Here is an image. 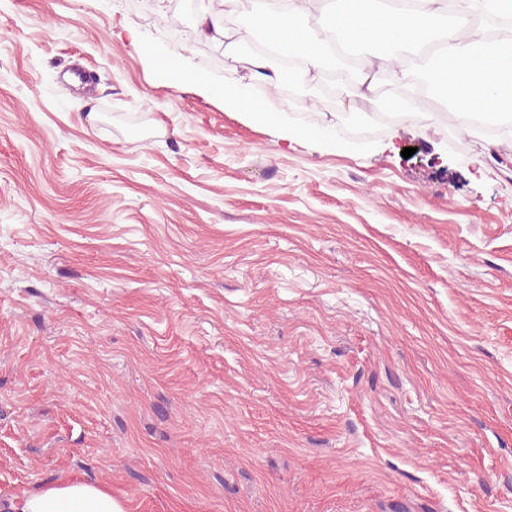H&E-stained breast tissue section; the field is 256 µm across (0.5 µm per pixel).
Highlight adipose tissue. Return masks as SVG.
Masks as SVG:
<instances>
[{"instance_id": "1", "label": "adipose tissue", "mask_w": 512, "mask_h": 512, "mask_svg": "<svg viewBox=\"0 0 512 512\" xmlns=\"http://www.w3.org/2000/svg\"><path fill=\"white\" fill-rule=\"evenodd\" d=\"M357 0H290L286 11L275 16L279 28L272 35L275 52L298 59L295 81L335 62L349 46L373 39L381 50L356 67V96L366 108L377 103L375 86L381 75L391 74L407 96L408 116L426 114L428 100L454 107L462 119L474 113L496 115L512 105V37L498 38L490 30L480 37L470 31L471 17L512 13V0H412L411 7H397L378 0L357 8ZM321 17L316 28L305 25L311 10ZM437 39L440 67L431 79L422 80L417 66L400 63L398 52L420 36ZM11 512H128L125 501L107 485L85 480H62L35 493L12 496Z\"/></svg>"}]
</instances>
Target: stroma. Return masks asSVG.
Wrapping results in <instances>:
<instances>
[{"label":"stroma","mask_w":512,"mask_h":512,"mask_svg":"<svg viewBox=\"0 0 512 512\" xmlns=\"http://www.w3.org/2000/svg\"><path fill=\"white\" fill-rule=\"evenodd\" d=\"M170 2L0 0V503L512 512V135L334 138L354 83L271 88ZM224 100H235L240 106L253 111L255 114L267 118L270 122H276L278 116L268 101H258L250 97L245 89L237 83L224 82L217 91ZM10 512H128L126 502L107 485L85 480H62L35 493L12 496Z\"/></svg>","instance_id":"35a3bbf8"}]
</instances>
